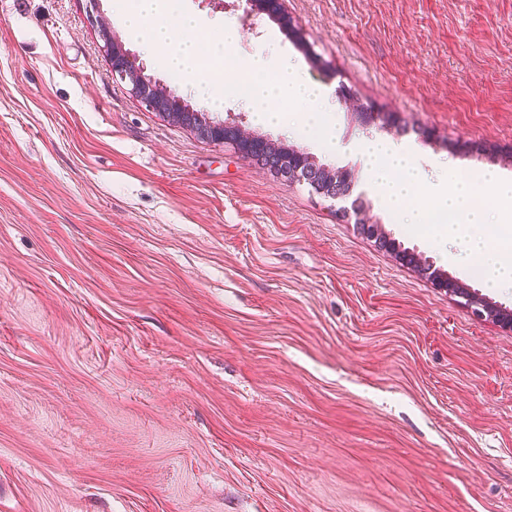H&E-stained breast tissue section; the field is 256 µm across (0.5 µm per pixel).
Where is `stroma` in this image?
<instances>
[{"instance_id": "obj_1", "label": "stroma", "mask_w": 512, "mask_h": 512, "mask_svg": "<svg viewBox=\"0 0 512 512\" xmlns=\"http://www.w3.org/2000/svg\"><path fill=\"white\" fill-rule=\"evenodd\" d=\"M209 117L351 175L376 226L149 111L86 0H0V512H512V311L372 185L360 140L512 179V0H178L236 66L320 86L335 147ZM379 113L362 125L359 111ZM399 242L382 247L380 237ZM466 303L462 304L465 308H470L471 311L477 315L478 317H489L491 319H494L496 321H499L502 323L506 328L512 330V314L511 312H504L502 310H497L496 308L481 304L478 302V300L474 296H466ZM468 304V306H466ZM470 305V306H469ZM477 305L483 306L480 308Z\"/></svg>"}]
</instances>
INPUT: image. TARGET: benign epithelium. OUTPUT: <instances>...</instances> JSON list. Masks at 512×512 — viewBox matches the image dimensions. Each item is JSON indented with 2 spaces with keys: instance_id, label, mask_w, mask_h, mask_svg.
Wrapping results in <instances>:
<instances>
[{
  "instance_id": "obj_1",
  "label": "benign epithelium",
  "mask_w": 512,
  "mask_h": 512,
  "mask_svg": "<svg viewBox=\"0 0 512 512\" xmlns=\"http://www.w3.org/2000/svg\"><path fill=\"white\" fill-rule=\"evenodd\" d=\"M100 37L103 41V51L112 66V74L128 82L131 93L153 111L192 128L205 140L215 144L232 145L241 156L247 159L261 153L268 146L267 142L250 134L241 125L213 120L179 97L163 91L159 82L144 73L143 68L137 64L135 56L116 41L112 33L103 30ZM307 160L309 156L304 152L297 150L290 154L286 162L288 169L283 171L284 177L289 179L300 176V169L305 166ZM466 304L470 305L475 315L494 319L512 330L511 313L487 305L481 307L472 295L466 298Z\"/></svg>"
}]
</instances>
